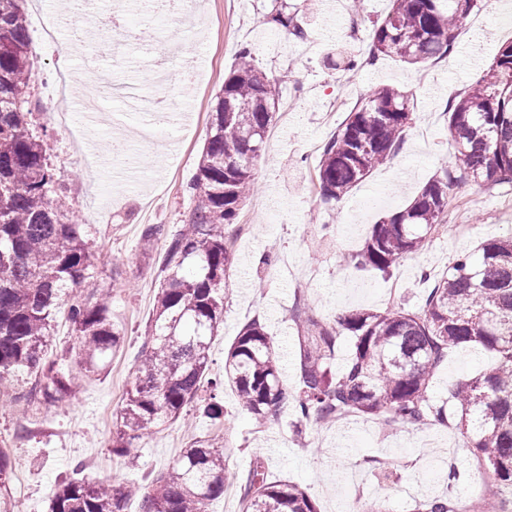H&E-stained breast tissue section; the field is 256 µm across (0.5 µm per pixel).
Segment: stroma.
<instances>
[{
	"label": "stroma",
	"mask_w": 512,
	"mask_h": 512,
	"mask_svg": "<svg viewBox=\"0 0 512 512\" xmlns=\"http://www.w3.org/2000/svg\"><path fill=\"white\" fill-rule=\"evenodd\" d=\"M306 0H197L191 22L156 16L142 21L151 0H139L116 16L115 27H96L86 41L87 25L73 0H24L29 22L61 19L56 43L35 42L30 60L33 124L46 131L44 144L51 163L69 178V206L84 237L101 254L90 288L112 291L111 318L125 339L101 373L83 382L72 398L22 410L0 405V449L11 457L14 477L24 484V512H47L49 500L74 463L107 455L100 480L142 484L149 473L171 464L182 448L199 437L227 441L235 453L229 461L223 498L213 512H240V484L255 457H263L271 479L300 484L320 512H358L360 501L345 497L346 482L364 485L365 497L395 512H411L416 501L445 496L463 498L481 485L493 484L490 471L475 467L472 454L456 427L436 423L421 429L394 426L376 438L379 418L350 417L345 426L312 423L294 432L292 407H285L263 425H253L238 405L232 388L224 390V416L213 419L196 410L169 422L126 457L111 453L113 424L142 348L154 297L162 278L157 255L140 249L144 225L161 224L175 231L189 207L188 187L209 133L210 112L224 75L251 47L267 74H287L282 101H293L286 113L276 112L266 150L256 167L258 189L241 206L236 224L252 230L232 248L234 263L224 290V322L211 340V371L222 372L224 352L250 320L263 323L273 337L287 384L295 382L299 349L297 303L306 314L332 322L337 312L383 310L395 306L419 310L434 281L457 257L474 252L487 238L512 225V184L488 187L470 180L454 189L458 213H445L443 223L476 225V232L432 234L419 252L390 274L359 265L357 254L372 224L408 205L429 180L455 170L449 147L448 103L489 66L500 45L512 41V18L499 0L472 12L456 33L449 56L417 65L391 59L351 72L328 69L327 53L351 46L367 59L371 24L383 18L390 0H307L316 14L307 39L298 40L269 23L274 6L296 8ZM357 21L360 40L347 35ZM71 47L61 62L57 43ZM478 48L480 67L463 69L471 48ZM191 61L194 81L179 84L176 74ZM105 74L119 86L136 82L151 100L177 99L195 115L187 127H169L155 141L137 137L125 117L119 94L97 98L89 80L70 83L69 73L83 69ZM393 85L415 93L416 117L392 161L336 203H324L312 184L322 147L348 113L371 90ZM71 111L69 126L52 118L59 97ZM97 98L100 112L113 113L112 136L126 138L142 157L138 173L124 171L110 150V139L88 129L84 102ZM399 283L395 302L386 295ZM494 354L479 347L449 351L434 375V391L446 394L458 379L490 369ZM462 474L448 478L449 468Z\"/></svg>",
	"instance_id": "stroma-1"
}]
</instances>
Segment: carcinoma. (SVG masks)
I'll return each instance as SVG.
<instances>
[{
  "label": "carcinoma",
  "mask_w": 512,
  "mask_h": 512,
  "mask_svg": "<svg viewBox=\"0 0 512 512\" xmlns=\"http://www.w3.org/2000/svg\"><path fill=\"white\" fill-rule=\"evenodd\" d=\"M481 0H390L372 26L368 63L389 58L414 65L445 57L455 31ZM271 21L303 39L308 28L297 12L277 7ZM33 44L18 0H0V389L27 406L73 396L76 378L46 359L58 316L74 343L66 353L87 373L97 372L124 341L111 321L112 290L79 289L94 277L100 256L88 247L69 214L64 176L51 164L43 140L31 130L29 60ZM279 78L254 64L242 49L224 76L210 112L209 136L191 186L181 230L162 224L142 230L143 249L165 239L163 281L156 293L147 338L116 423L112 454L125 456L154 428L189 407L218 419L224 385L257 422L294 406L296 432L312 419L344 412L422 426L460 412L457 429L466 447L512 496V230L457 257L435 281L417 312L359 309L325 323L307 317L301 326L296 379L288 386L272 336L247 322L224 356V373L204 388L211 340L224 320V286L233 265L225 227L235 223L254 187V167L279 109ZM414 96L394 86L372 90L348 114L323 147L316 187L330 203L347 195L373 169L392 159L413 121ZM450 146L457 176L428 182L404 209L372 225L359 263L389 272L419 252L441 216L455 181L512 183V41L501 45L491 66L448 105ZM352 339L336 368L337 336ZM480 345L496 354L488 371L457 381L448 397L435 399L433 376L448 351ZM235 449L215 438L194 439L167 468L137 486L103 485L81 467L57 487L49 512H210L224 496L226 462ZM242 512H319L297 483L270 480L254 459L242 486ZM457 502L435 497L413 512H459Z\"/></svg>",
  "instance_id": "1"
}]
</instances>
